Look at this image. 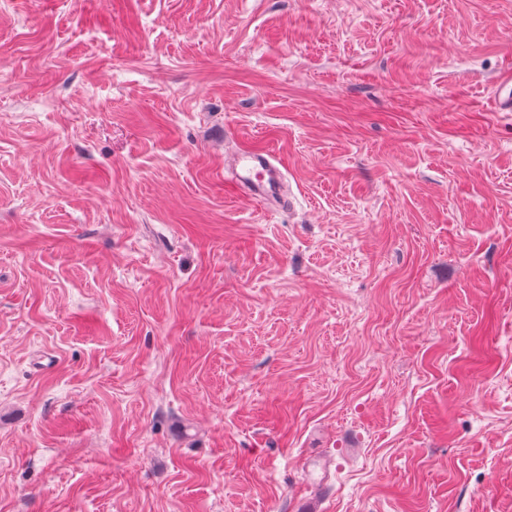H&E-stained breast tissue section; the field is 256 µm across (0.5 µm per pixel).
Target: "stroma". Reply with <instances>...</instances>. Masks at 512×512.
Segmentation results:
<instances>
[{
	"instance_id": "35a3bbf8",
	"label": "stroma",
	"mask_w": 512,
	"mask_h": 512,
	"mask_svg": "<svg viewBox=\"0 0 512 512\" xmlns=\"http://www.w3.org/2000/svg\"><path fill=\"white\" fill-rule=\"evenodd\" d=\"M512 0H0V512H512ZM294 194L224 190L235 144ZM492 102L497 112H512V67L509 64L493 85Z\"/></svg>"
}]
</instances>
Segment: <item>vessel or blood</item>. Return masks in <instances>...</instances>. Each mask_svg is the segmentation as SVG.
I'll return each mask as SVG.
<instances>
[{
  "label": "vessel or blood",
  "mask_w": 512,
  "mask_h": 512,
  "mask_svg": "<svg viewBox=\"0 0 512 512\" xmlns=\"http://www.w3.org/2000/svg\"><path fill=\"white\" fill-rule=\"evenodd\" d=\"M492 102L495 111L512 112V67H506L493 85ZM274 154L267 151L238 149L231 187L258 203L262 209L274 211L292 203L280 169L274 163Z\"/></svg>",
  "instance_id": "vessel-or-blood-1"
}]
</instances>
